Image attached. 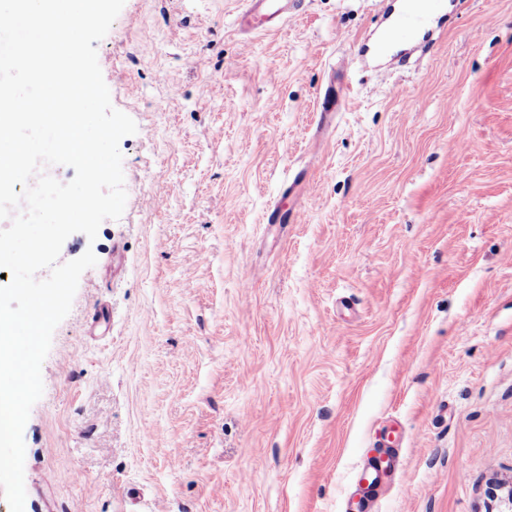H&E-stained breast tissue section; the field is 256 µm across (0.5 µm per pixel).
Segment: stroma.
Returning <instances> with one entry per match:
<instances>
[{
	"label": "stroma",
	"instance_id": "stroma-1",
	"mask_svg": "<svg viewBox=\"0 0 512 512\" xmlns=\"http://www.w3.org/2000/svg\"><path fill=\"white\" fill-rule=\"evenodd\" d=\"M387 5L248 34L239 0H125L95 47L137 125L127 201L61 250L97 263L42 364L24 512H345L392 426L376 512H504L512 0L359 58Z\"/></svg>",
	"mask_w": 512,
	"mask_h": 512
}]
</instances>
